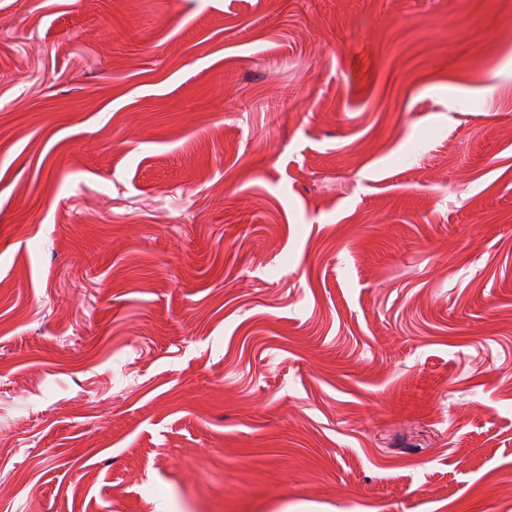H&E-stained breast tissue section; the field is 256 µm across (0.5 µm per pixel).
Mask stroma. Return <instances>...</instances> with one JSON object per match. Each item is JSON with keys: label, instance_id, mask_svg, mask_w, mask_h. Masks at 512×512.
<instances>
[{"label": "stroma", "instance_id": "1", "mask_svg": "<svg viewBox=\"0 0 512 512\" xmlns=\"http://www.w3.org/2000/svg\"><path fill=\"white\" fill-rule=\"evenodd\" d=\"M0 445V512H512V0H0Z\"/></svg>", "mask_w": 512, "mask_h": 512}]
</instances>
